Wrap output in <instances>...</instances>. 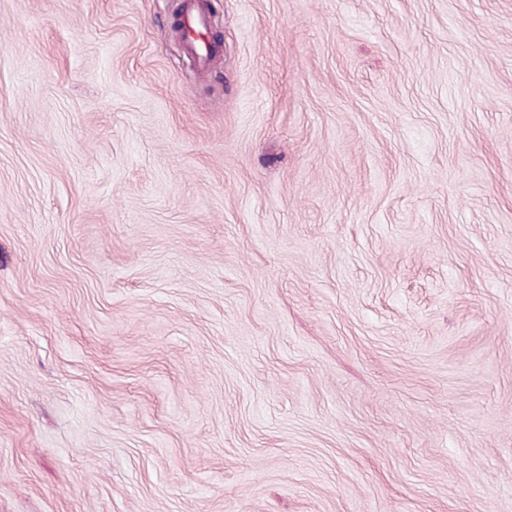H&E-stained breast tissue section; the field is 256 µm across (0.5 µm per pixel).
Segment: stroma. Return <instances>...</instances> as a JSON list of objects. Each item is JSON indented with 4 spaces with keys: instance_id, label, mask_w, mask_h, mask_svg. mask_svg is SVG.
Instances as JSON below:
<instances>
[{
    "instance_id": "stroma-1",
    "label": "stroma",
    "mask_w": 512,
    "mask_h": 512,
    "mask_svg": "<svg viewBox=\"0 0 512 512\" xmlns=\"http://www.w3.org/2000/svg\"><path fill=\"white\" fill-rule=\"evenodd\" d=\"M0 0V512H512V0ZM204 0H182L177 32L187 54L198 67H207L217 52L210 37L213 17Z\"/></svg>"
}]
</instances>
